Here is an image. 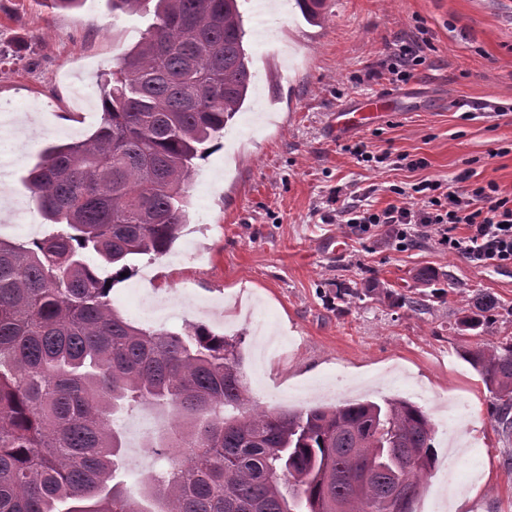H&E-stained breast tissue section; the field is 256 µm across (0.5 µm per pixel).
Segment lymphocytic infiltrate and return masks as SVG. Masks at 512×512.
Segmentation results:
<instances>
[{"mask_svg":"<svg viewBox=\"0 0 512 512\" xmlns=\"http://www.w3.org/2000/svg\"><path fill=\"white\" fill-rule=\"evenodd\" d=\"M428 45L426 29L417 28L390 47L379 69L369 71V78L383 74L389 83H408L425 65ZM391 191L399 196V203L381 209L346 203L336 211L337 223L359 236L389 226L403 248L416 236L431 234L448 253L475 265H512V194H505L495 181L478 182L465 171L452 186L423 179L407 189L392 186ZM461 225L467 227V235H458Z\"/></svg>","mask_w":512,"mask_h":512,"instance_id":"lymphocytic-infiltrate-1","label":"lymphocytic infiltrate"}]
</instances>
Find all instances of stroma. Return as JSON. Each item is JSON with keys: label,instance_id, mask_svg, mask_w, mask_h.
<instances>
[{"label": "stroma", "instance_id": "35a3bbf8", "mask_svg": "<svg viewBox=\"0 0 512 512\" xmlns=\"http://www.w3.org/2000/svg\"><path fill=\"white\" fill-rule=\"evenodd\" d=\"M254 74L245 111L198 162L190 224L172 252L135 260L112 303L138 322L179 330L203 325L235 339L255 404L301 410L348 399L399 397L435 425L437 460L415 512H512V441L500 434L493 398L464 357L474 343H512V266L478 267L415 238L400 250L387 228L358 236L334 220L336 191L383 208L390 186L453 183L465 169L512 193V0H325L307 23L295 0H239ZM152 13L129 15L110 0L51 10L39 0H0V238L25 242L53 232L25 177L51 143L88 137L101 122L100 88ZM431 35L427 66L410 81L403 116L336 136L330 117L344 101L389 91L366 74L387 46L415 27ZM472 119H462V111ZM373 154L425 158L422 170L358 163ZM436 271L425 284L421 276ZM393 290V306L353 299L347 288ZM499 307L482 333L465 329L474 295ZM425 299L426 309H410ZM168 409L139 405L119 421L126 448L115 479L136 488L164 467L147 436Z\"/></svg>", "mask_w": 512, "mask_h": 512}]
</instances>
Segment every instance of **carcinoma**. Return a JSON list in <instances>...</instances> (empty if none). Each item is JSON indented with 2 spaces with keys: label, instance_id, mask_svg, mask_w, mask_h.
<instances>
[{
  "label": "carcinoma",
  "instance_id": "cac0c4a2",
  "mask_svg": "<svg viewBox=\"0 0 512 512\" xmlns=\"http://www.w3.org/2000/svg\"><path fill=\"white\" fill-rule=\"evenodd\" d=\"M88 137L50 144L28 173L41 218L59 227L0 239V512H415L435 463L434 424L404 398L306 410L251 404L235 346L204 327L138 325L111 287L141 255L171 253L190 223L188 184L207 144L250 95L237 0H154ZM305 20L323 0H297ZM497 300L480 294L470 330ZM468 362L512 435V343ZM171 407L148 447L171 461L112 482L124 443L110 414Z\"/></svg>",
  "mask_w": 512,
  "mask_h": 512
}]
</instances>
